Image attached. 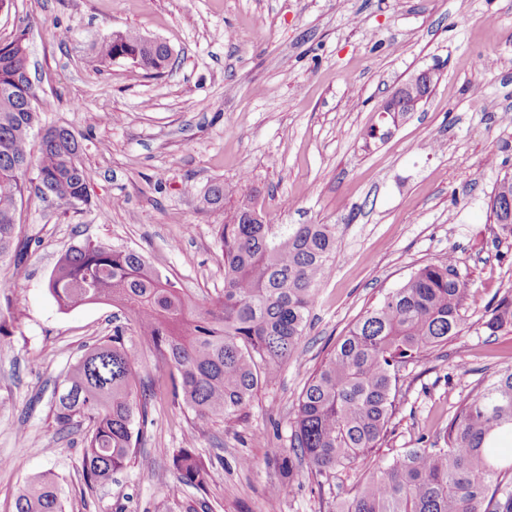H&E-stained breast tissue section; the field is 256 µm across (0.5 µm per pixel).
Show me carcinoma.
Wrapping results in <instances>:
<instances>
[{
  "label": "carcinoma",
  "instance_id": "1",
  "mask_svg": "<svg viewBox=\"0 0 512 512\" xmlns=\"http://www.w3.org/2000/svg\"><path fill=\"white\" fill-rule=\"evenodd\" d=\"M123 42L141 48L140 68L160 75L169 54L143 47V36ZM42 108L33 83L0 68V295L18 287L13 252L27 246L20 215L25 193L49 194L65 210L88 201L91 175L78 162L80 143L65 127L41 136L32 154L30 133ZM35 186L26 184L29 168ZM224 291L198 302L177 281L133 250L86 241L72 245L50 274L46 289L59 310L105 304L130 314L136 335L149 342L167 372L160 393L201 420L235 416L260 385L300 347L318 288L327 278L338 237L334 224H256L241 203L219 225ZM467 284L453 257L426 264L367 309L312 373L298 398L292 451L318 474L368 465L367 480L340 512H512L505 479L512 464L498 450L512 436V367L491 375L448 418L425 448H399L388 461L374 450L389 433L401 368L425 350L445 344L466 324ZM512 327V298L503 297L484 323L495 336ZM137 360L117 326L71 363L54 400L59 430L89 421L83 478L104 485L132 458L148 424L138 399ZM181 483L198 486L206 461L190 448L172 457ZM14 512H65L59 478L30 474L18 488Z\"/></svg>",
  "mask_w": 512,
  "mask_h": 512
}]
</instances>
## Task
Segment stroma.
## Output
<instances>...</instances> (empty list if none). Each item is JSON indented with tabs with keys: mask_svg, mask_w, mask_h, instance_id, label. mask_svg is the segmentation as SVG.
I'll use <instances>...</instances> for the list:
<instances>
[{
	"mask_svg": "<svg viewBox=\"0 0 512 512\" xmlns=\"http://www.w3.org/2000/svg\"><path fill=\"white\" fill-rule=\"evenodd\" d=\"M126 30L169 45L172 71L101 62L103 37ZM20 34L50 104L31 139L72 130L91 180L75 209L34 196L23 210L36 243L13 296L0 298V512H13L17 488L41 470L60 477L66 512H178L191 500L208 512H338L368 472L322 476L295 460L298 396L361 312L449 257L469 286L467 324L401 372L377 456L424 447L474 387L512 366V329L489 338L483 328L512 295V236L490 209L512 173V0H14L0 13V43ZM431 67L440 79L417 111L399 122L381 112ZM216 182L226 197L210 207L203 195ZM245 198L281 224L336 227L299 350L229 420L152 399L136 448L152 469L130 461L87 489L85 432L58 429L53 393L83 347L128 316L103 304L60 311L46 291L51 271L91 240L143 254L192 297L215 296L216 229ZM181 448L206 460L202 488L179 482Z\"/></svg>",
	"mask_w": 512,
	"mask_h": 512,
	"instance_id": "35a3bbf8",
	"label": "stroma"
}]
</instances>
